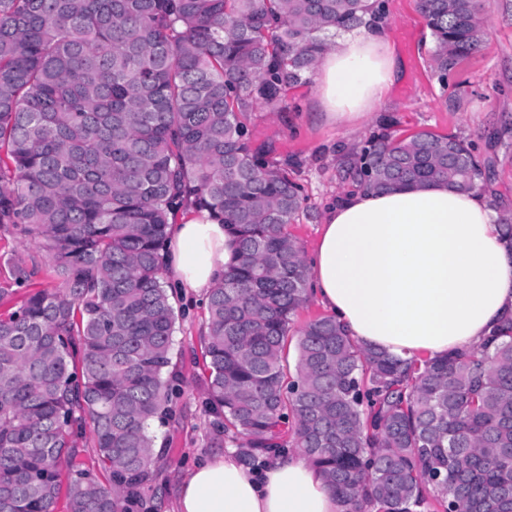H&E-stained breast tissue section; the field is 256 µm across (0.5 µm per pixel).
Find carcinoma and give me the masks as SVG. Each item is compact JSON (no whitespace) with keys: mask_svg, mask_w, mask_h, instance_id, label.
Listing matches in <instances>:
<instances>
[{"mask_svg":"<svg viewBox=\"0 0 512 512\" xmlns=\"http://www.w3.org/2000/svg\"><path fill=\"white\" fill-rule=\"evenodd\" d=\"M442 82L479 51L485 0H417ZM384 0H0V233L50 286L0 317V512H128L153 490V422L181 395L162 252L187 208L236 258L207 295L210 441L248 467L282 426L345 512H512V321L486 343L407 360L331 316L298 330L310 270L288 232L302 188L252 145L245 116L279 103L329 46L377 29ZM368 192L482 189L452 134L391 133L352 151ZM90 439L110 484L78 462Z\"/></svg>","mask_w":512,"mask_h":512,"instance_id":"carcinoma-1","label":"carcinoma"}]
</instances>
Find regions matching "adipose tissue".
<instances>
[{"mask_svg": "<svg viewBox=\"0 0 512 512\" xmlns=\"http://www.w3.org/2000/svg\"><path fill=\"white\" fill-rule=\"evenodd\" d=\"M399 74L385 37H337L315 68L322 118L353 121L381 107ZM166 259L179 288L208 294L235 255L223 225L195 211L169 228ZM312 291L362 347L403 358L472 348L512 319V250L486 196L444 183L333 202L309 260ZM177 512H343L300 453L250 472L235 451L180 487Z\"/></svg>", "mask_w": 512, "mask_h": 512, "instance_id": "ef3b65f1", "label": "adipose tissue"}]
</instances>
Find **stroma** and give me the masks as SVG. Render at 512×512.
Masks as SVG:
<instances>
[{
    "label": "stroma",
    "instance_id": "35a3bbf8",
    "mask_svg": "<svg viewBox=\"0 0 512 512\" xmlns=\"http://www.w3.org/2000/svg\"><path fill=\"white\" fill-rule=\"evenodd\" d=\"M380 29L402 64L380 109L350 124L321 121L309 73L304 85L285 92L278 107L260 104L251 114L256 144L268 148L273 159L292 163L293 176L304 188L302 209L288 230L307 257L320 240L327 206L355 189L343 177L349 152L383 132L390 119L407 133L430 130L472 143L486 164L489 195L504 202L502 217H512V0H489L480 51L462 60L444 82L435 72V44L415 0H386ZM34 252L29 244L0 240L1 315L13 311L27 293L12 281L13 255ZM175 309L173 362L182 395L174 422L156 430L167 446L155 488L133 512H174L183 481L214 453L208 444L211 417L203 405L208 372L200 335L206 308L202 297L188 294L176 298Z\"/></svg>",
    "mask_w": 512,
    "mask_h": 512
}]
</instances>
